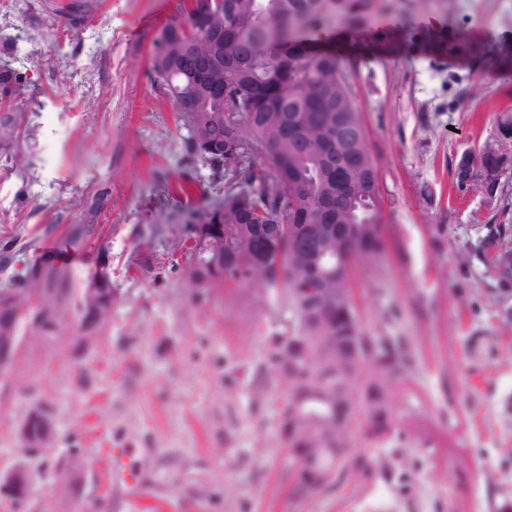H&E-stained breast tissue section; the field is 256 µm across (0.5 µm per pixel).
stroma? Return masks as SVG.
<instances>
[{"instance_id": "1", "label": "stroma", "mask_w": 512, "mask_h": 512, "mask_svg": "<svg viewBox=\"0 0 512 512\" xmlns=\"http://www.w3.org/2000/svg\"><path fill=\"white\" fill-rule=\"evenodd\" d=\"M78 19H70L71 4ZM364 47L339 26L320 43L343 58L379 170L387 261L351 279L361 327L400 341L413 367L392 399L398 468L299 505L288 500L279 432L283 388L266 373L287 318L240 284L190 300L171 239L187 234L167 186L206 169L183 160L174 110L150 67L182 0H0V53L27 85L18 144L29 165L0 162V241L38 263L89 224L86 265L70 277L65 333L24 344L0 377V472L21 460L17 426L32 405L57 431L49 468L80 452L78 490L49 469L21 512H130L109 482L110 450L135 449L141 512H502L512 503V288L501 287L489 229L508 225L512 170L486 202L458 191L452 161L494 137L512 109V0H407ZM121 301L94 345H75V307L101 256ZM265 387L256 398V387Z\"/></svg>"}]
</instances>
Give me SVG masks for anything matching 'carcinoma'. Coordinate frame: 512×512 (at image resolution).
<instances>
[{
	"label": "carcinoma",
	"mask_w": 512,
	"mask_h": 512,
	"mask_svg": "<svg viewBox=\"0 0 512 512\" xmlns=\"http://www.w3.org/2000/svg\"><path fill=\"white\" fill-rule=\"evenodd\" d=\"M389 0H186L183 16L154 41L152 71L176 112L182 154L208 169L211 205L194 206V179L171 190L179 197L192 237L173 240L184 260L183 295L219 292L246 282L274 292L288 312L267 369L285 389L279 428L288 448L289 496L298 503L350 483L371 480L391 461V396L412 356L386 336L360 326L348 269L376 268L388 254L379 224V172L368 149L342 58L315 45L322 30L344 25L359 35L388 12ZM210 56L224 95L183 61ZM25 76L0 62V158L28 167L15 149L18 115L12 101ZM359 128L347 168L336 166V113ZM204 126L208 141L195 136ZM263 224L331 225L339 231L336 257L317 254L299 268L288 241L265 239ZM270 254L257 268L255 255ZM500 281L512 283V252L492 258ZM28 306L17 311L20 340L46 336L60 317L63 278L24 266L12 276ZM366 408L365 419L359 418ZM378 447L356 452L357 433Z\"/></svg>",
	"instance_id": "1"
}]
</instances>
